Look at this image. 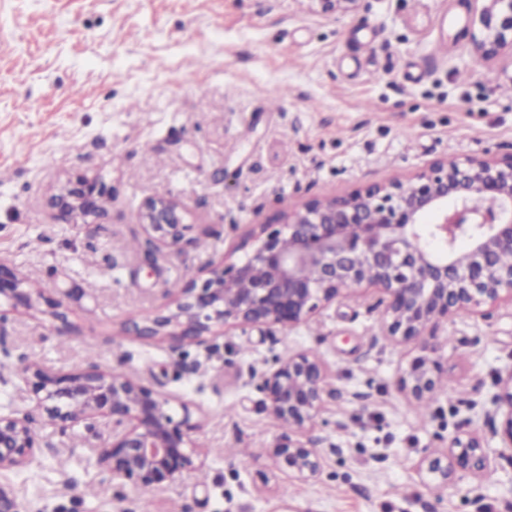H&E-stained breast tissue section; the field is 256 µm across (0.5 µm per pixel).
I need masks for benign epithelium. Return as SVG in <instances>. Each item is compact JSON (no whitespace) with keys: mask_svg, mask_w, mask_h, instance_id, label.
Segmentation results:
<instances>
[{"mask_svg":"<svg viewBox=\"0 0 512 512\" xmlns=\"http://www.w3.org/2000/svg\"><path fill=\"white\" fill-rule=\"evenodd\" d=\"M323 14L356 12L366 0H312ZM473 54L485 61L512 55V0H473ZM58 195L62 218L95 219L106 186L80 178ZM185 206L170 196H151L139 211L145 247L181 250ZM372 289L386 317L384 335L397 344L421 343L400 379V389L422 401L442 378L432 328L462 313L485 316L512 306V153L464 160L444 158L402 181L345 195L308 199L288 209L280 227L259 225L245 259L219 264L203 282L187 281L175 309L133 323L146 338L201 339L217 326L279 325L291 328L340 298ZM0 299L31 309L45 302L52 318L67 321L60 300L45 297L13 266L0 260ZM24 387L48 417L63 424L100 416L112 421V441L97 463L112 477L144 490L169 486L200 468L189 415L176 421L171 399L131 376L92 365L57 372L27 361ZM327 370L320 359L297 352L275 359L258 376L271 413L290 429L315 422L323 410ZM483 421L499 440L498 456H512V370L496 382ZM39 447L28 417L0 413V474L27 467ZM272 454L297 477L313 479L323 466L320 451L283 435ZM491 460L482 437L450 440L428 472L439 486L482 479ZM0 512H27L8 483L0 482Z\"/></svg>","mask_w":512,"mask_h":512,"instance_id":"1","label":"benign epithelium"}]
</instances>
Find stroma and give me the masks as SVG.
I'll return each instance as SVG.
<instances>
[{"instance_id": "35a3bbf8", "label": "stroma", "mask_w": 512, "mask_h": 512, "mask_svg": "<svg viewBox=\"0 0 512 512\" xmlns=\"http://www.w3.org/2000/svg\"><path fill=\"white\" fill-rule=\"evenodd\" d=\"M472 0H368L324 15L309 0H0V258L46 297L0 323V410L29 414L43 446L5 473L29 512H512V460L493 480L440 491L420 468L442 440L486 434L468 404L512 368V307L440 323V389H397L418 342L391 344L376 296L342 299L290 329L230 327L174 346L133 325L168 308L173 282L244 257L254 225L289 206L406 177L441 157L512 152V57L471 50ZM445 40L441 56L433 47ZM111 190L90 224L55 205L77 178ZM154 195L181 200L191 229L178 254L146 260L137 215ZM300 351L331 391L299 432L324 456L295 478L270 456L285 429L257 387ZM37 357L57 371L97 364L172 398L198 423L204 466L145 491L95 465L102 421L52 422L19 392ZM70 465L59 470L58 457Z\"/></svg>"}]
</instances>
